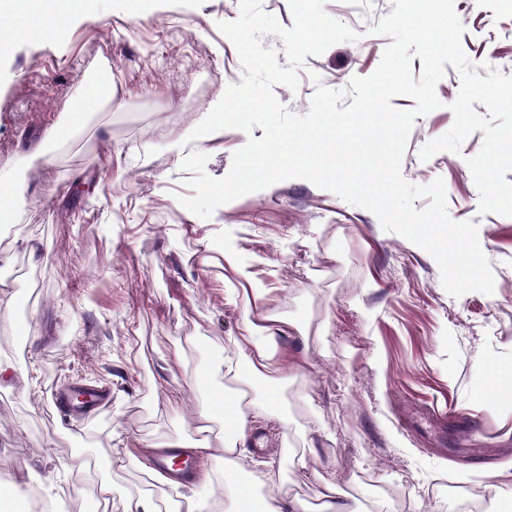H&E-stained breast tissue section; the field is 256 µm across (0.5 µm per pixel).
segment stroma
<instances>
[{
  "mask_svg": "<svg viewBox=\"0 0 512 512\" xmlns=\"http://www.w3.org/2000/svg\"><path fill=\"white\" fill-rule=\"evenodd\" d=\"M454 6L470 61L512 76V0ZM393 8V0H326L325 13L356 41L307 56L298 88L275 85L276 99L303 115L317 85L346 91L353 77L373 74L392 39L372 28ZM239 14V0H162L137 15L105 0L56 35L13 41L0 59V158L19 160L26 185L18 223L0 233L9 257L0 290L30 301L26 326L0 313V359L14 365L0 385V484L42 486L55 478L54 463L80 448L97 460L96 478L111 480L112 498L63 483L53 496L60 512H125L146 476L107 469L116 449L148 433L195 436L190 417L219 390L211 370L247 317L244 302L226 295L239 285L224 257L230 246L268 289L270 306L300 327L289 347L309 349L307 373L285 396L308 429L314 467H289V491L315 499L328 472L356 498L378 497L386 512H448L431 491L437 481L467 489L493 480L465 443L497 462L512 458V412L479 397L487 362L512 363V216L479 211L467 160L481 150L482 131L460 152L420 157L454 123L460 74L446 67L440 106L416 118L401 163L411 183L443 179L450 217L478 227L494 292L455 297L425 250L307 180L246 194L206 219L183 206L192 173L163 144L241 82L240 55L218 28ZM98 72L111 76L114 101L80 97ZM53 126L65 134L56 143L44 138ZM245 135L228 128L210 145L209 177L228 174ZM176 349L188 367L165 371ZM76 383L109 388L110 410L54 409L49 387ZM170 397L178 413H154L155 401ZM418 401L463 410L475 433L408 429L401 414Z\"/></svg>",
  "mask_w": 512,
  "mask_h": 512,
  "instance_id": "stroma-1",
  "label": "stroma"
}]
</instances>
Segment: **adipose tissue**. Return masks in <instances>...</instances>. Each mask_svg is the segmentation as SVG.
Segmentation results:
<instances>
[{"mask_svg": "<svg viewBox=\"0 0 512 512\" xmlns=\"http://www.w3.org/2000/svg\"><path fill=\"white\" fill-rule=\"evenodd\" d=\"M67 0H0V16L22 19L23 27L12 28L10 35L0 38V54L12 40L25 34H47L55 26L69 22ZM230 98L213 101L206 112L200 114L196 124L175 138L165 142L170 154L183 156L188 146L198 148L222 138L224 127L217 117L233 106ZM239 282L249 285L253 297V310L246 317L240 336L218 358L215 370L225 381L248 383L261 380L265 386L262 401H248L233 415L229 429H217V416L227 410L223 398L204 401L194 421L197 431L216 432V440L184 444L183 449L201 463L197 481L176 480L156 475L155 480L163 494L140 492L131 497L132 512H246L244 505L256 497L239 476L240 469L261 467L260 483L266 494L260 497L259 512H364L361 502L336 487L332 479H324L317 503L290 496L284 492L285 476L274 461L259 460L248 455L247 444L251 431L258 426L271 430L286 429L290 417L286 407L275 398L277 391L304 376L307 367L305 355L288 351L284 344L296 326L290 320L276 315L266 302L267 289L254 285L250 269L236 265ZM223 453L225 466H212L215 453Z\"/></svg>", "mask_w": 512, "mask_h": 512, "instance_id": "obj_1", "label": "adipose tissue"}]
</instances>
